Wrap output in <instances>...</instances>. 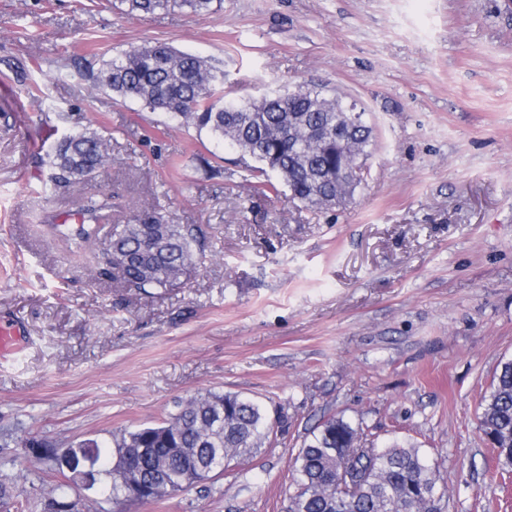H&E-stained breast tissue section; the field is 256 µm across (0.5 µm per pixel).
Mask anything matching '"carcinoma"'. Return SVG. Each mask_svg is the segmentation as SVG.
<instances>
[{
    "mask_svg": "<svg viewBox=\"0 0 512 512\" xmlns=\"http://www.w3.org/2000/svg\"><path fill=\"white\" fill-rule=\"evenodd\" d=\"M122 2L130 14L175 4L206 14L213 0ZM89 79L95 90L136 100L151 112L206 132L218 144L231 145L251 160L245 180L256 193L278 192L267 178L271 172L288 188L290 200L308 209L335 207L340 178L362 170L370 155L372 127L364 113L344 111L342 99H329L316 87H300L286 97L226 102L223 65L167 43L122 51ZM109 143L105 131L90 125L64 131L45 153L50 169L46 184L56 190L91 181L110 163ZM77 214V223L46 224L44 230L71 251L85 248L110 227L109 246L94 254L91 272L135 293L180 287L203 258L199 227L169 224L153 208H139L126 223L114 224L111 198L101 197L88 199ZM480 409L479 429L507 468L512 465V359L500 363ZM270 432L269 417L259 403L206 390L180 400L163 422L123 432L108 456L94 439L71 445L72 472L86 471L92 457L98 489L114 498L124 496L110 459L146 448L147 454L136 461L143 481L151 482L162 469L173 491L180 492L186 490L183 477L208 462L215 449H222L226 458L245 459L270 442ZM290 471L296 491L289 512H448L437 468L417 445L394 441L381 446L369 429L340 416L323 420L304 438ZM75 482L74 477L51 489L45 504L49 512H65Z\"/></svg>",
    "mask_w": 512,
    "mask_h": 512,
    "instance_id": "1",
    "label": "carcinoma"
}]
</instances>
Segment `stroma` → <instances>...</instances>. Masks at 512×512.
Here are the masks:
<instances>
[{
  "label": "stroma",
  "instance_id": "35a3bbf8",
  "mask_svg": "<svg viewBox=\"0 0 512 512\" xmlns=\"http://www.w3.org/2000/svg\"><path fill=\"white\" fill-rule=\"evenodd\" d=\"M153 42L222 61L230 100L308 85L357 102L373 145L353 202L256 194L234 149L92 90L89 72ZM90 122L110 167L44 198L45 150ZM92 194L116 224L149 207L199 225L204 263L150 295L91 279V252L37 224ZM3 316L25 336L0 363V482L27 472L33 512L61 476L27 440L108 446L205 390L262 404L274 445L158 502L73 487L79 512H288L290 459L332 415L418 443L448 512H512L478 430L512 358V0H0ZM127 5V12L130 14H150L157 10H165L170 6L179 4L189 7L198 14H206L211 10L213 0H121Z\"/></svg>",
  "mask_w": 512,
  "mask_h": 512
}]
</instances>
